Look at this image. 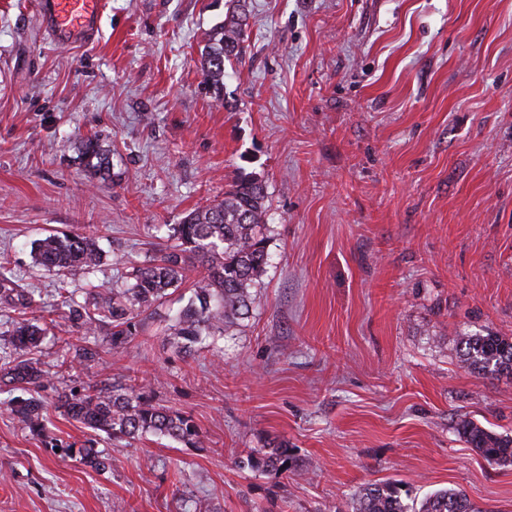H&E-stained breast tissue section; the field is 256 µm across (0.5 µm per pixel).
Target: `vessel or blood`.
<instances>
[{
  "label": "vessel or blood",
  "instance_id": "b4317fda",
  "mask_svg": "<svg viewBox=\"0 0 512 512\" xmlns=\"http://www.w3.org/2000/svg\"><path fill=\"white\" fill-rule=\"evenodd\" d=\"M102 8V0H40L38 15L56 42H87L96 35Z\"/></svg>",
  "mask_w": 512,
  "mask_h": 512
}]
</instances>
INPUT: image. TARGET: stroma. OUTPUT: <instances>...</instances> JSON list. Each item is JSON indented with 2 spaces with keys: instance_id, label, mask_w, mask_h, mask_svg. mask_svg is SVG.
<instances>
[{
  "instance_id": "1",
  "label": "stroma",
  "mask_w": 512,
  "mask_h": 512,
  "mask_svg": "<svg viewBox=\"0 0 512 512\" xmlns=\"http://www.w3.org/2000/svg\"><path fill=\"white\" fill-rule=\"evenodd\" d=\"M36 2L0 0V256L51 308L50 435L11 415L0 383V512H347L369 483L512 512V466L458 433L466 419L512 436V377L459 352L465 332L512 336V0H249L222 104L198 59L225 0H105L96 37L70 45ZM94 136L104 181L79 158ZM246 175L267 187L269 259L223 354L185 356L158 318L118 351L99 329L95 360L61 371L62 280L33 242L93 234L100 265L64 281L109 285ZM133 379L203 446L110 439L59 406ZM280 442L300 475L239 467Z\"/></svg>"
}]
</instances>
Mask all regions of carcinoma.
I'll use <instances>...</instances> for the list:
<instances>
[{"mask_svg": "<svg viewBox=\"0 0 512 512\" xmlns=\"http://www.w3.org/2000/svg\"><path fill=\"white\" fill-rule=\"evenodd\" d=\"M223 21L215 24L200 49V85L224 101L226 67L245 54L246 0H227ZM85 167L98 173L109 169L110 151L99 140L89 138L82 146ZM268 195L262 180L247 176L224 192V198L187 212L177 224L168 225L165 247L131 263L121 278L105 289L96 285L83 292V300L62 284L58 294L68 307L71 330L83 331L84 339L94 334V324L111 326L112 348L127 345L140 334L170 290L178 288L188 272L198 270L188 303L169 321V336L188 353L214 350L212 338L228 336L242 325L255 303L254 288L260 284L268 260L270 227ZM37 264L59 276L72 270L90 271L102 260L95 238L86 234L52 233L32 246ZM0 303L21 318L9 342L0 343V380L29 392L8 402L10 412L31 431L44 432L45 403L39 397L48 382L42 364L29 358L40 345L42 329L24 318L39 309L33 290L0 263ZM463 360L481 376L512 375V338L493 333L461 337ZM96 354L84 346L62 349L59 366L74 367ZM67 415L86 427L116 439L136 441L146 433L171 438L187 448H199L203 435L192 416L152 401L144 388L114 385L108 389H87L62 396ZM459 430L465 442L487 462L512 464V436L488 430L464 420ZM88 466L105 471L112 459L92 448L79 450ZM254 472L268 470L293 473L288 446L277 443L246 458ZM348 512H479L461 490L441 489L431 493L413 510L389 485L362 487L348 506Z\"/></svg>", "mask_w": 512, "mask_h": 512, "instance_id": "obj_1", "label": "carcinoma"}]
</instances>
